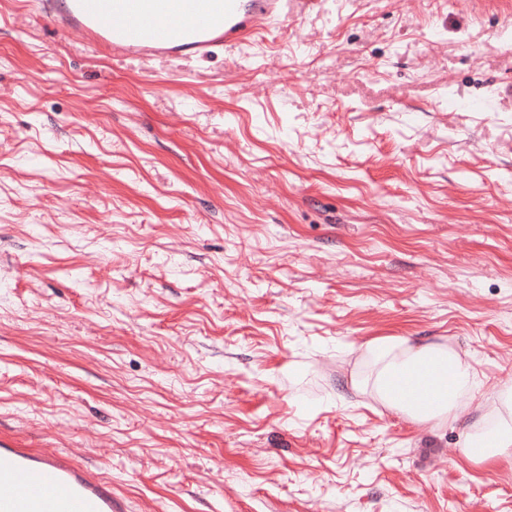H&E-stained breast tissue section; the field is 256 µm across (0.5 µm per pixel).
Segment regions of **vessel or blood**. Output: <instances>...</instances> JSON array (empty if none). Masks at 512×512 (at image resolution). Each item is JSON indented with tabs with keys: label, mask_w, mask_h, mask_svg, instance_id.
Returning <instances> with one entry per match:
<instances>
[{
	"label": "vessel or blood",
	"mask_w": 512,
	"mask_h": 512,
	"mask_svg": "<svg viewBox=\"0 0 512 512\" xmlns=\"http://www.w3.org/2000/svg\"><path fill=\"white\" fill-rule=\"evenodd\" d=\"M300 0H41L113 59L204 58L280 24ZM0 512H116L108 484L63 454L0 446Z\"/></svg>",
	"instance_id": "b4317fda"
}]
</instances>
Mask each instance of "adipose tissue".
<instances>
[{
    "instance_id": "1",
    "label": "adipose tissue",
    "mask_w": 512,
    "mask_h": 512,
    "mask_svg": "<svg viewBox=\"0 0 512 512\" xmlns=\"http://www.w3.org/2000/svg\"><path fill=\"white\" fill-rule=\"evenodd\" d=\"M353 390L430 429L462 423L461 455L478 470L512 468V384L497 388L475 419L481 382L471 354L445 337L377 336L356 347Z\"/></svg>"
}]
</instances>
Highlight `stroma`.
<instances>
[{
	"label": "stroma",
	"mask_w": 512,
	"mask_h": 512,
	"mask_svg": "<svg viewBox=\"0 0 512 512\" xmlns=\"http://www.w3.org/2000/svg\"><path fill=\"white\" fill-rule=\"evenodd\" d=\"M445 336L512 382V0H313L243 51L95 52L0 0V439L119 512H512L353 391Z\"/></svg>",
	"instance_id": "obj_1"
}]
</instances>
